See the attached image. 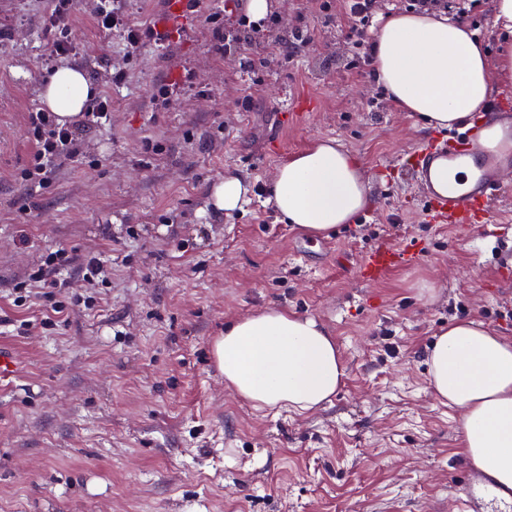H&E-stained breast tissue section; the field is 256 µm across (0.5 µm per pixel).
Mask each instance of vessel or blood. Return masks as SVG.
Segmentation results:
<instances>
[{
  "label": "vessel or blood",
  "instance_id": "b4317fda",
  "mask_svg": "<svg viewBox=\"0 0 512 512\" xmlns=\"http://www.w3.org/2000/svg\"><path fill=\"white\" fill-rule=\"evenodd\" d=\"M482 129V123H474L466 130L441 136L431 147H413L401 157L405 169L412 171L420 185L425 210L437 223L475 224L484 231L491 225L492 203L503 194L512 171L484 155L479 141ZM466 161L471 162L473 170L469 176L463 177V189L443 193L435 188L433 173L436 169H453ZM418 255L416 245L411 242L397 247L378 246L362 260L361 276L367 281L378 280L392 267L412 262ZM459 489L461 512H470L473 494L477 491L489 504L499 502L493 488L478 487L476 479L468 472L463 474Z\"/></svg>",
  "mask_w": 512,
  "mask_h": 512
}]
</instances>
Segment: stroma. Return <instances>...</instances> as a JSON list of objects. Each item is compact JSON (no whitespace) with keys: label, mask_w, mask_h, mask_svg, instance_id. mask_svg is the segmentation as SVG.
<instances>
[{"label":"stroma","mask_w":512,"mask_h":512,"mask_svg":"<svg viewBox=\"0 0 512 512\" xmlns=\"http://www.w3.org/2000/svg\"><path fill=\"white\" fill-rule=\"evenodd\" d=\"M232 5L247 10L200 0L165 47L127 59L122 32L75 0L61 63L111 94L112 117L83 133V165L32 191L17 178L33 148L26 117L58 31L51 0H0V349L16 361L0 378V512H459L460 414L432 394L425 355L460 319L512 337V196L494 202L486 242L428 222L394 160L439 133L390 102L368 107L347 14L270 0L318 36L254 73L258 48L225 57L208 22ZM170 84L163 110L153 95ZM322 138L362 162L372 196L323 238L283 222L268 193L277 167ZM228 174L253 187L230 218L211 203ZM408 241L417 263L361 279L367 252ZM57 249L112 273L91 287L61 268L64 310L46 327L41 289L19 284ZM271 307L335 336L346 379L324 408L257 412L225 388L212 339Z\"/></svg>","instance_id":"35a3bbf8"}]
</instances>
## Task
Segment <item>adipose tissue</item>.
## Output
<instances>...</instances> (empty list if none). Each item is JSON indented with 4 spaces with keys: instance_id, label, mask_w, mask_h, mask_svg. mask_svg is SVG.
<instances>
[{
    "instance_id": "obj_1",
    "label": "adipose tissue",
    "mask_w": 512,
    "mask_h": 512,
    "mask_svg": "<svg viewBox=\"0 0 512 512\" xmlns=\"http://www.w3.org/2000/svg\"><path fill=\"white\" fill-rule=\"evenodd\" d=\"M372 67L398 111L449 129L483 111L492 81L512 85V42L492 57L462 22L399 11L383 19ZM94 95L80 69L60 67L44 82L42 101L63 125L77 121ZM269 200L288 223L321 234L369 207V175L335 140H317L277 167ZM212 353L225 387L257 411L319 409L346 376L333 334L286 309L237 320L214 338ZM426 364L436 397L461 414V454L512 489V338L459 321L429 347Z\"/></svg>"
}]
</instances>
